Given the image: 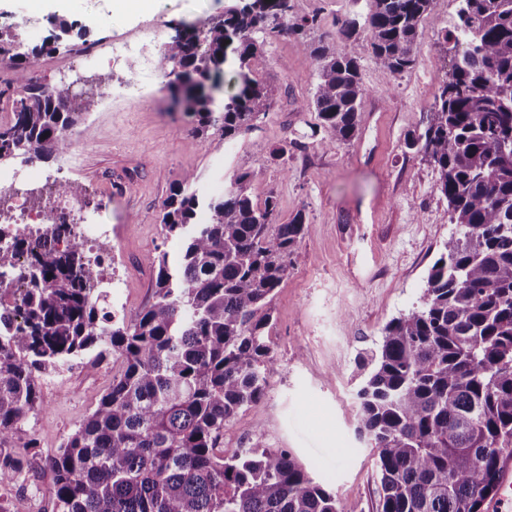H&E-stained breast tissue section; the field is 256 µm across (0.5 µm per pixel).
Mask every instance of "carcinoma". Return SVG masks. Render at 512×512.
<instances>
[{
	"mask_svg": "<svg viewBox=\"0 0 512 512\" xmlns=\"http://www.w3.org/2000/svg\"><path fill=\"white\" fill-rule=\"evenodd\" d=\"M366 2V14L344 24L348 49L304 41L318 20L288 19L289 0H243L175 29L157 67L196 137L214 129L233 140L277 99L276 86L253 76V59L269 39L293 36L316 66L312 104L328 134L320 146L333 148L359 130V40L376 65L406 72L433 0ZM460 2L444 34L451 68L424 131L408 141L436 170L460 235L443 244L422 304L386 325L358 392L356 431L374 452L381 512H482L512 459V0ZM73 29L56 20L22 52L0 28V62L14 72L0 88L10 110L0 163L67 154L65 131L98 107L91 87L34 77L45 57L86 41ZM263 174L240 172L209 200L194 189L197 175L184 174L162 216L180 252L155 258V300L128 322L110 309L102 258L90 255L80 225L0 228V277L23 287L19 323L0 335V487L24 488L39 456L35 440L18 448L15 435L41 406L42 380L113 354L122 373L46 461L51 512H352L289 450L224 456V428L265 392L269 304L305 234L300 212L280 223L274 195L253 201L249 187ZM63 237L70 244L55 247Z\"/></svg>",
	"mask_w": 512,
	"mask_h": 512,
	"instance_id": "obj_1",
	"label": "carcinoma"
}]
</instances>
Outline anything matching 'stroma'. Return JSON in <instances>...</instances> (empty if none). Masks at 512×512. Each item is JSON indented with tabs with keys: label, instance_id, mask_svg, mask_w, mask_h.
Segmentation results:
<instances>
[{
	"label": "stroma",
	"instance_id": "35a3bbf8",
	"mask_svg": "<svg viewBox=\"0 0 512 512\" xmlns=\"http://www.w3.org/2000/svg\"><path fill=\"white\" fill-rule=\"evenodd\" d=\"M232 2L160 0L156 13L130 16L113 14L112 0H71L59 16L85 28L103 49L144 28L165 42L176 24H201ZM291 4L294 17L319 18L308 39L335 44L342 20L365 10L362 0ZM457 9L458 0H433L425 38L406 74L393 76L362 57L368 95L350 143L320 147L310 106L315 67L297 41L280 37L252 62L254 76L274 83L279 96L256 128L237 140L218 132L193 137L160 71L114 70L103 63L83 73L101 83V105L68 131L77 167H67L62 157L10 163L25 170L35 188L55 179L71 182L88 204L74 219L89 216L111 225L103 263L112 274L109 301L129 319L154 300L155 257L180 248L161 230L162 204L172 186L192 171L200 196L219 197L236 172L264 168V177L251 186L253 200L275 195L281 221L304 213L306 230L270 304L272 360L265 393L225 428L224 451L290 450L317 483L355 512L381 508L370 450L355 433L357 392L366 373L359 358L377 347L392 318L419 305L427 272L453 230L438 175L408 139L426 127L451 67L443 34ZM0 25L11 27L26 49L53 30L34 0H0ZM287 141L293 145L288 161L271 160V149ZM120 369V358L112 355L95 367L43 381L41 409L16 434L20 444L36 439L41 455L31 465L29 492L0 493L10 512H45L40 490L51 481L46 457L96 408Z\"/></svg>",
	"mask_w": 512,
	"mask_h": 512
}]
</instances>
